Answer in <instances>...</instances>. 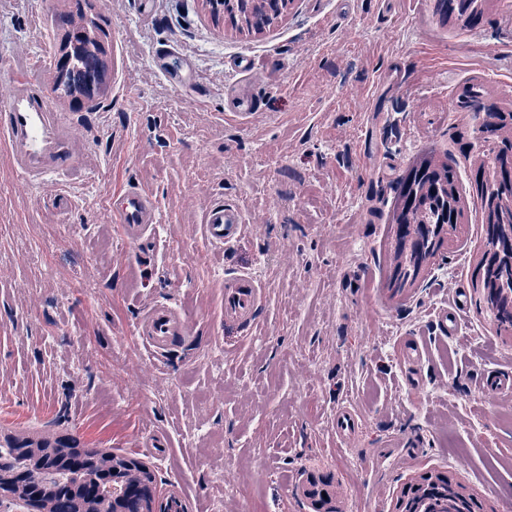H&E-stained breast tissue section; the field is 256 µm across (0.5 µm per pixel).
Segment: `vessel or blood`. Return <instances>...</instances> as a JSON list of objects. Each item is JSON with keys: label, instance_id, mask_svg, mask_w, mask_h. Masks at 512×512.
I'll use <instances>...</instances> for the list:
<instances>
[{"label": "vessel or blood", "instance_id": "obj_1", "mask_svg": "<svg viewBox=\"0 0 512 512\" xmlns=\"http://www.w3.org/2000/svg\"><path fill=\"white\" fill-rule=\"evenodd\" d=\"M254 102L245 89H237L225 101V112L239 119L252 116ZM83 128L66 114L54 111L45 85L24 74H13L8 92L0 97V144L5 145L11 166L26 186L44 185L47 179L73 169L80 160ZM159 207L155 196L142 185L126 184L112 210L122 240L136 246L140 262L152 260V242L159 231ZM203 238L212 248L237 242L246 220L241 208L221 200L210 202L203 211ZM262 284L252 272L229 271L224 275V324L247 329L262 304ZM465 307L454 297L438 321L443 331L455 333ZM135 333L156 355L168 353L173 345L190 336L192 325L180 309L168 302L152 305L135 327Z\"/></svg>", "mask_w": 512, "mask_h": 512}]
</instances>
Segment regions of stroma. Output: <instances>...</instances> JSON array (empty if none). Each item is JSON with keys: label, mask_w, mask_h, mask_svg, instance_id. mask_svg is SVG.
<instances>
[{"label": "stroma", "mask_w": 512, "mask_h": 512, "mask_svg": "<svg viewBox=\"0 0 512 512\" xmlns=\"http://www.w3.org/2000/svg\"><path fill=\"white\" fill-rule=\"evenodd\" d=\"M99 0L107 93L73 111L81 162L54 191L25 189L0 146V429L70 435L140 457L154 429L171 446L149 459L186 512H313L309 475L343 512H395L425 470L452 475L484 512H512V407L483 396L512 371V335L475 305L457 335L436 316L471 293L482 212L455 134L454 102L483 83L512 101V0H488L472 31L439 24L432 0H293L262 32L214 20L205 0ZM72 0H0V96L16 71L52 88L61 14ZM181 51L157 68L162 48ZM253 69L255 113L225 116L239 58ZM459 172L465 222L425 279L389 286L399 184L426 155ZM136 181L160 210L154 259L117 236L113 192ZM239 203L245 234L204 242L214 199ZM265 285L251 333L224 331V273ZM169 301L194 333L155 358L135 334ZM427 349L394 357L401 337ZM351 403L360 433L336 438ZM404 447H395V440Z\"/></svg>", "instance_id": "obj_1"}]
</instances>
